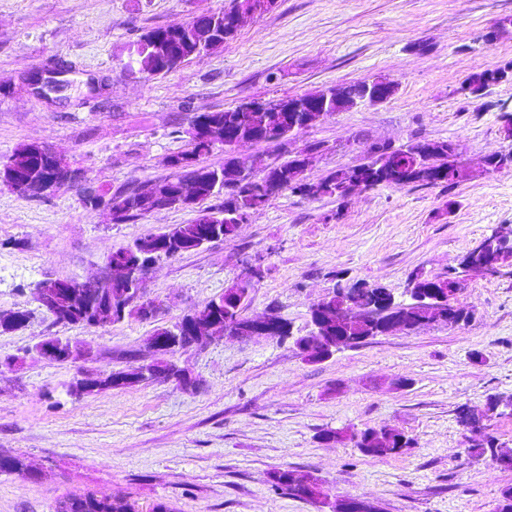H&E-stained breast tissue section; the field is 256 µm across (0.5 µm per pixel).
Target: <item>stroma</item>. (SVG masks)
<instances>
[{
  "label": "stroma",
  "instance_id": "obj_1",
  "mask_svg": "<svg viewBox=\"0 0 512 512\" xmlns=\"http://www.w3.org/2000/svg\"><path fill=\"white\" fill-rule=\"evenodd\" d=\"M228 4L0 0V165L20 145L45 142L78 175L45 198L0 184V312L27 315L22 329L0 333V451L37 469L33 478L0 473V512H52L84 492L134 501L140 512L159 502L174 512H317L271 489L278 468L381 512H494L512 468L468 454L458 411L512 396V274L468 282L458 302L473 317L463 326L377 336L320 363L304 361L291 340L216 337L174 357L196 387L72 394L78 380L149 359L158 329L202 310L254 256L264 273L247 315L276 312L304 336L311 308L338 283L377 284L405 301L412 276L446 274L479 240L512 228V169L449 191L380 187L343 203L287 192L235 237L159 260L147 279V297L161 305L152 318L56 323L37 300L41 282L91 278L112 251L215 206L211 198L118 224L83 204L91 190L169 177L194 113L381 76L396 86L389 100L335 113L289 143L292 153L326 145L310 180L363 163L376 142L450 140L469 159L512 151L498 119L500 105L512 109V83L467 102L457 93L473 71L512 60V27L481 41L512 17V0H275L217 53L158 76L126 69L142 31ZM36 76L60 91L38 89ZM53 337L93 355L42 358L37 346ZM381 427L404 432L412 447L377 460L351 441L319 438Z\"/></svg>",
  "mask_w": 512,
  "mask_h": 512
}]
</instances>
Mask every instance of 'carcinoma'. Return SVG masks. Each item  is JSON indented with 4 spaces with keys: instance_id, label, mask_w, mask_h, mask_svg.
I'll use <instances>...</instances> for the list:
<instances>
[{
    "instance_id": "cac0c4a2",
    "label": "carcinoma",
    "mask_w": 512,
    "mask_h": 512,
    "mask_svg": "<svg viewBox=\"0 0 512 512\" xmlns=\"http://www.w3.org/2000/svg\"><path fill=\"white\" fill-rule=\"evenodd\" d=\"M274 0H231L229 8L197 17L192 23L173 22L165 26L151 28L132 43L131 52L138 55V70L149 75L166 74L182 63L213 54L224 48V44L235 39L238 30L229 29L233 14L247 18L263 15L273 7ZM501 84L499 68H481L470 74L458 88L464 98H476L487 94L493 86ZM369 81H360L339 88L327 87L314 93L272 100H253L255 111L244 112L241 107L222 112H201L191 120L194 130L210 122L218 121L235 131L233 139L224 142V164L219 167L203 165L200 158L209 154L212 141L199 138L192 133L190 149L170 157L169 165L175 173L146 187L122 189L110 198L105 195L88 196L84 205L97 209L95 198L105 200L112 212V220L123 221L142 216L138 198L148 197L160 187L167 188L175 197L183 200V207L189 208L199 201L224 196V200L214 209L200 214L189 224H176L156 234L136 239L133 243L112 252L109 259L117 263L141 261L138 270L141 282L153 263L162 258L181 256L199 248L195 243L202 236L212 242L237 235L241 216L263 209L271 200L286 191L299 193L312 199L334 198L345 201L349 198L347 188L356 181L371 183L379 187H419L432 186L452 189L470 178L469 168L464 165L456 151V144L450 140L413 139L387 150H368L367 161L357 167L340 168L329 172L318 183L307 180L305 172L313 166L315 155L321 143L313 142L301 151L288 156L283 162L268 161L262 154L248 152V148L263 143L275 150L288 145V132L294 125H302L306 116L314 119L324 112L331 116L338 110L349 109L359 103L369 102L367 88ZM30 145L23 144L18 150V159L30 160L32 176L55 177L58 175L56 156L50 151H42L30 156ZM477 167L485 172H498L504 169L503 155L491 154L477 160ZM469 268L448 271L446 277L415 275L410 280V296L418 293L440 295L445 299L447 309L454 316L470 318L469 312L456 304L457 294L452 285L467 280ZM251 289L226 288L211 299L195 317L204 325L213 327L217 336L224 335V328L230 324L249 322L252 317L245 314ZM97 304L108 303L124 310L112 322L127 318L146 319L157 313L159 306L152 301L130 293L125 289L96 288L93 291ZM89 295L82 292L64 291L57 298V308L67 316H56L54 321L64 324H87L85 308ZM374 305L378 316L367 327V336L373 338L392 333V326L399 322L415 321L413 305L415 301H396L386 288L358 282L348 288L338 287L334 294L314 305L311 311L313 325H318L321 317L336 319V308L344 303ZM173 328L158 330L152 341L156 344L154 353L164 356L167 361L181 349L195 343L192 336L180 337L179 343L171 341ZM149 377H139V370L129 369L112 374L103 379L91 380L88 392L103 391L118 385L131 386L151 383ZM388 438L380 443L378 430L366 428L352 435L354 446L361 453L376 459L396 455L410 447L412 439L403 432L386 429ZM495 440L480 427V432L470 443V455L482 457L495 453ZM32 465L20 456L0 453V471L14 472L29 477ZM294 472L279 468L270 474L269 483L275 491L293 498L307 501L309 497L289 478ZM54 512H138L136 504L121 498L99 497L92 493L67 497L54 506Z\"/></svg>"
}]
</instances>
